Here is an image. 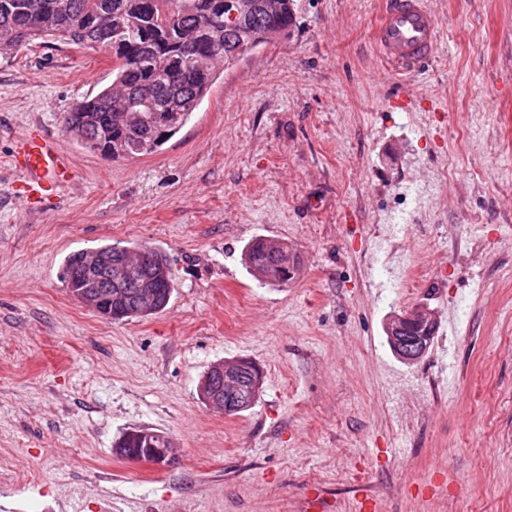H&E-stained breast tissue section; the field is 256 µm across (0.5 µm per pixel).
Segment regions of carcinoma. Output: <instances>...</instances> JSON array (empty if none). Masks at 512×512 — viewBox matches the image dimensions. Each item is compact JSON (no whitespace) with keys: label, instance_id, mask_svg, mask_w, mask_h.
<instances>
[{"label":"carcinoma","instance_id":"cac0c4a2","mask_svg":"<svg viewBox=\"0 0 512 512\" xmlns=\"http://www.w3.org/2000/svg\"><path fill=\"white\" fill-rule=\"evenodd\" d=\"M227 0H0V43L9 40L24 46L37 39L73 42L98 49L102 38L112 44V82L67 113L64 129L83 148L85 137L95 146L112 149V158H134L156 152L178 132L198 108L218 70L209 62L230 64L235 52L261 28L286 33L295 23L294 0H275L278 9H263L267 0H253L255 12L230 21ZM153 89L145 99L142 92ZM258 236L244 248L249 273L265 268L271 285L288 287L295 271L287 266L288 245ZM116 263L128 255L142 258L137 278L153 276L163 264L172 270L165 252L148 245L131 249L107 244L94 248ZM85 250L70 253L63 263L66 287L100 290L94 276L84 270ZM174 290V279L158 284L156 303L146 311L136 301V281H112V301H102V315L113 320L143 318L163 311ZM240 388L225 411L235 416L249 410L259 392V369L248 362L240 375ZM115 447L165 448L166 435L133 431Z\"/></svg>","mask_w":512,"mask_h":512}]
</instances>
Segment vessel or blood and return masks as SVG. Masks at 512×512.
Wrapping results in <instances>:
<instances>
[{
  "label": "vessel or blood",
  "mask_w": 512,
  "mask_h": 512,
  "mask_svg": "<svg viewBox=\"0 0 512 512\" xmlns=\"http://www.w3.org/2000/svg\"><path fill=\"white\" fill-rule=\"evenodd\" d=\"M440 38L437 17L428 0H387L374 29V40L390 73L410 75L433 58ZM24 181L21 202L34 196H53L71 183L73 168L53 137L30 132L20 138L11 155Z\"/></svg>",
  "instance_id": "b4317fda"
}]
</instances>
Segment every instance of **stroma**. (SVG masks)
I'll return each mask as SVG.
<instances>
[{
	"instance_id": "1",
	"label": "stroma",
	"mask_w": 512,
	"mask_h": 512,
	"mask_svg": "<svg viewBox=\"0 0 512 512\" xmlns=\"http://www.w3.org/2000/svg\"><path fill=\"white\" fill-rule=\"evenodd\" d=\"M429 2L434 57L400 82L372 40L383 0H295L288 35L130 159L63 129L106 53L0 54V512H512V0ZM34 129L74 179L25 206L10 157ZM258 236L298 256L288 287L246 270ZM114 243L169 255L165 311L70 296L65 257ZM416 306L446 328L408 365L385 326ZM227 358L262 376L236 416L199 395ZM138 429L175 462L117 457Z\"/></svg>"
}]
</instances>
